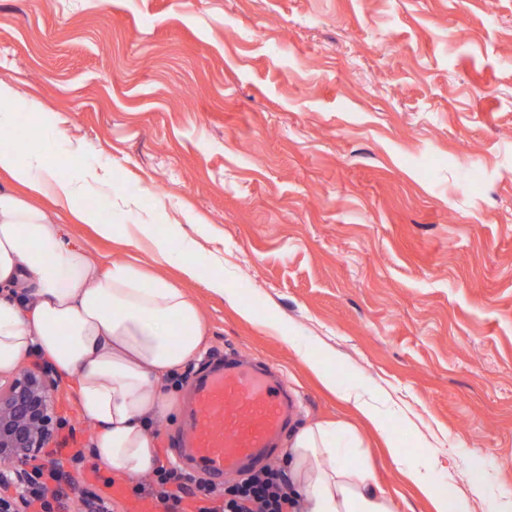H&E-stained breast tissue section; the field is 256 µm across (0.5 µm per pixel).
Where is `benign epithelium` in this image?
I'll use <instances>...</instances> for the list:
<instances>
[{
	"label": "benign epithelium",
	"mask_w": 512,
	"mask_h": 512,
	"mask_svg": "<svg viewBox=\"0 0 512 512\" xmlns=\"http://www.w3.org/2000/svg\"><path fill=\"white\" fill-rule=\"evenodd\" d=\"M56 378L47 367L24 369L0 381V512H25L29 471L54 441L59 416Z\"/></svg>",
	"instance_id": "benign-epithelium-1"
}]
</instances>
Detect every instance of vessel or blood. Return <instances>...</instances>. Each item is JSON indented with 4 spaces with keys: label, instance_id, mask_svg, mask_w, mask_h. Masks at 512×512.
<instances>
[{
    "label": "vessel or blood",
    "instance_id": "vessel-or-blood-1",
    "mask_svg": "<svg viewBox=\"0 0 512 512\" xmlns=\"http://www.w3.org/2000/svg\"><path fill=\"white\" fill-rule=\"evenodd\" d=\"M178 450L211 474L245 473L276 452L296 400L265 365L228 354L196 382Z\"/></svg>",
    "mask_w": 512,
    "mask_h": 512
}]
</instances>
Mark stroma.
Masks as SVG:
<instances>
[{
    "instance_id": "35a3bbf8",
    "label": "stroma",
    "mask_w": 512,
    "mask_h": 512,
    "mask_svg": "<svg viewBox=\"0 0 512 512\" xmlns=\"http://www.w3.org/2000/svg\"><path fill=\"white\" fill-rule=\"evenodd\" d=\"M0 81L23 98L0 149L39 138L57 177L105 169L135 200L119 213L88 194L111 238L65 231L91 256L148 259L151 244L126 235L144 221L196 243L186 288L211 336L156 427L162 461L196 378L232 353L280 374L299 401L291 430L356 432L396 512H434L405 476L419 459L469 512H500L512 497V0H0ZM218 275L253 318L206 289ZM304 345L340 385L391 397L385 430L322 386ZM57 412L60 439L91 447L68 385ZM60 487L66 512L84 492L111 493L114 512L152 507L85 465L65 467Z\"/></svg>"
}]
</instances>
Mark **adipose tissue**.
<instances>
[{
	"mask_svg": "<svg viewBox=\"0 0 512 512\" xmlns=\"http://www.w3.org/2000/svg\"><path fill=\"white\" fill-rule=\"evenodd\" d=\"M0 372L45 358L95 428L91 463L135 481L155 468L156 424L181 403L177 377L207 350L209 330L182 288L125 261L102 263L64 232L98 223L83 185L55 178L32 151H0ZM346 434L302 428L285 450L301 512H393L367 460L346 461Z\"/></svg>",
	"mask_w": 512,
	"mask_h": 512,
	"instance_id": "ef3b65f1",
	"label": "adipose tissue"
}]
</instances>
